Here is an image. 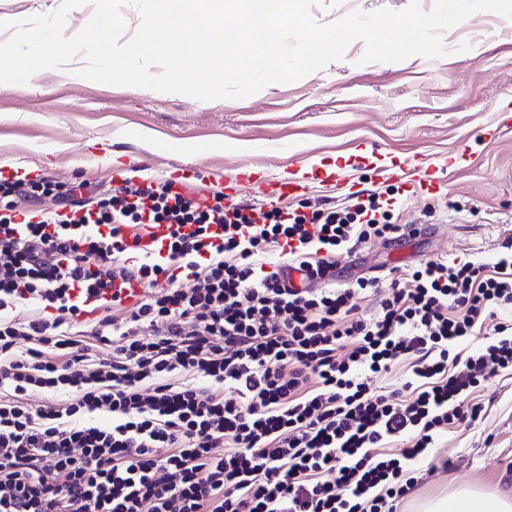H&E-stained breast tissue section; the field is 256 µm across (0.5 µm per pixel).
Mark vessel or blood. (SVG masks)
<instances>
[{
    "label": "vessel or blood",
    "instance_id": "b4317fda",
    "mask_svg": "<svg viewBox=\"0 0 512 512\" xmlns=\"http://www.w3.org/2000/svg\"><path fill=\"white\" fill-rule=\"evenodd\" d=\"M213 182L223 189L225 200L237 197L241 186L249 184L256 188L263 206L287 208L288 204L306 194L311 188L322 187L336 193L353 194L360 185L356 173L348 167H341L329 175H320L317 169L299 162L287 174L272 176L264 170L243 166L234 172L212 177ZM198 174L193 167L183 166L170 176L167 184L171 193L205 204L208 193L197 186ZM373 181L377 184H396L404 191L434 196L440 193L444 179L435 165L426 161L407 164L392 161L376 168ZM127 242L136 243L138 248H154L166 241L168 230L162 224H145L125 231Z\"/></svg>",
    "mask_w": 512,
    "mask_h": 512
}]
</instances>
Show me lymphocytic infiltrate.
Instances as JSON below:
<instances>
[{"instance_id":"lymphocytic-infiltrate-1","label":"lymphocytic infiltrate","mask_w":512,"mask_h":512,"mask_svg":"<svg viewBox=\"0 0 512 512\" xmlns=\"http://www.w3.org/2000/svg\"><path fill=\"white\" fill-rule=\"evenodd\" d=\"M55 185L0 175V512H396L416 485L410 462L428 456L449 425L477 420L465 404L489 376L512 368V324L468 354L494 309L512 310V252L499 275L472 262L427 261L393 285L376 316L358 315L347 288H283L257 274L268 244L317 278L351 242L398 232L377 196L312 214L201 205L166 184L126 183L69 210L33 208ZM171 229L166 255L132 257L125 227ZM124 255L115 264V255ZM187 268L192 287L178 285ZM146 289L122 319L92 331L107 356L80 339L88 298L113 281ZM37 301L23 322L6 310ZM414 356V396L377 393L373 375ZM456 372H449V365ZM197 372L206 386L175 384ZM63 395L47 408L33 390ZM108 409L112 424L87 422ZM408 438L400 453L386 442Z\"/></svg>"}]
</instances>
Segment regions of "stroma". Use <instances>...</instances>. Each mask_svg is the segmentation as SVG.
Returning <instances> with one entry per match:
<instances>
[{
  "instance_id": "35a3bbf8",
  "label": "stroma",
  "mask_w": 512,
  "mask_h": 512,
  "mask_svg": "<svg viewBox=\"0 0 512 512\" xmlns=\"http://www.w3.org/2000/svg\"><path fill=\"white\" fill-rule=\"evenodd\" d=\"M408 4L321 0L312 15L326 24L355 10ZM503 22L494 12L472 15L443 34L447 45L468 41L471 50L436 60L364 64L365 45L357 40L343 59L300 80L205 105L138 87L74 85L51 70L0 90V170L105 189L113 168L140 183L165 181L177 166L190 165L209 192L212 174L241 166L283 174L299 160L348 161L363 189L393 199L389 221L404 234L353 244L332 287L373 278L385 290L431 259L468 260L492 274L499 253L512 247V127L494 140L483 132L512 90V32L500 33ZM454 155L461 161L451 165L438 196L371 180L372 167L393 158L444 165ZM468 400L482 405L480 418L442 430L431 455L412 463L414 496L459 487L512 494V371L489 377Z\"/></svg>"
}]
</instances>
